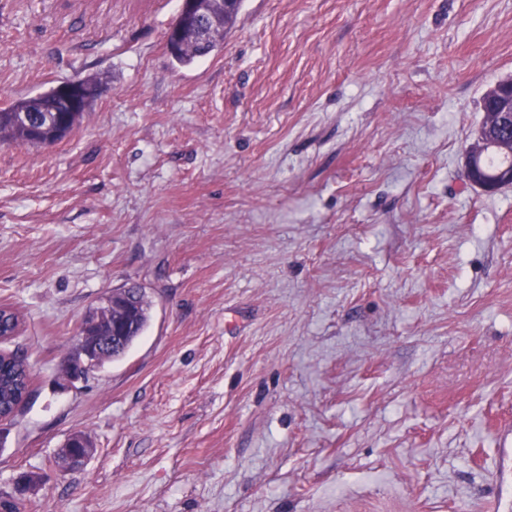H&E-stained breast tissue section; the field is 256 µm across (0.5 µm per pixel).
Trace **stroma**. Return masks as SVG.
Here are the masks:
<instances>
[{
    "mask_svg": "<svg viewBox=\"0 0 512 512\" xmlns=\"http://www.w3.org/2000/svg\"><path fill=\"white\" fill-rule=\"evenodd\" d=\"M181 0H0V108L100 75L82 125L0 144V420L19 512H489L512 423V188L466 184L512 76V0H244L221 49ZM148 327L85 381L86 310ZM84 433L94 455L66 469ZM221 3L226 9L233 0H182L178 13V24L171 27L167 35V43L170 49L171 35H181L185 30H191L193 38L206 42L209 38V21L215 15L216 2ZM237 1L239 2L236 10L227 14L225 12L224 23H221L211 33L208 48L205 49L201 47L196 40L187 39L183 42L182 46L178 48L177 52L168 50L175 61L182 66H188L191 65L197 58L205 56L216 48L220 47L223 44L224 35L235 27L239 9L243 2L242 0ZM503 91H507L508 97L503 103L501 112H497L496 105L492 100H486L484 97L482 98V111L485 112L484 120L482 124L479 126L476 133L485 128L488 125V115L487 112H492L489 114L490 121L487 129H494L496 132L502 125H507L511 122L512 127V80L509 78L508 80H504L495 84L491 89L490 93L495 94H503ZM128 293H131L130 298L134 310V321L130 323L129 330L123 337V340L113 345L112 351L107 352V355L98 361L101 352L98 336L92 335L84 327L80 328V342L77 344L79 336L75 342V345L77 344L78 357L67 363L69 376L72 379H82L85 370L94 366L97 361L96 366L87 370L85 376L103 366L106 362L122 358L144 332L150 320L151 305L141 288H128ZM91 313L85 314V319L90 320V325L98 324L102 319L107 318L108 321H112V335H113V314L114 319H123L128 321V316L131 315L130 308L127 304H123L115 301V295H107L101 299L94 307L90 310ZM118 340L120 336H110L111 341ZM32 368L18 351L0 352V406L6 416H13L29 394ZM73 448H81V452L76 454ZM93 448L88 438L82 433H72L65 444L59 450V456L64 465L70 469L81 468L91 457Z\"/></svg>",
    "mask_w": 512,
    "mask_h": 512,
    "instance_id": "35a3bbf8",
    "label": "stroma"
}]
</instances>
